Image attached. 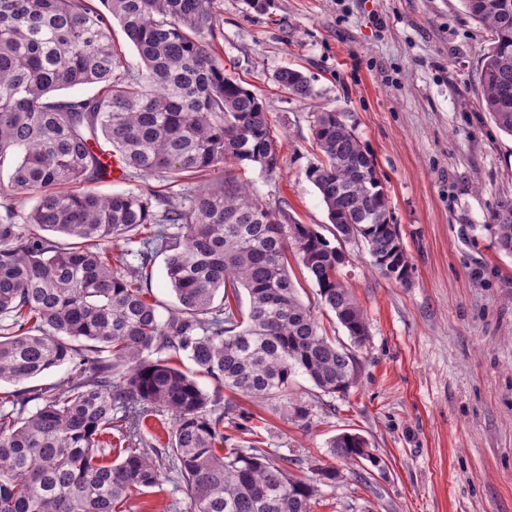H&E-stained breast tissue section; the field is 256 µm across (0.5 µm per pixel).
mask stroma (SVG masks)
<instances>
[{"label": "stroma", "mask_w": 512, "mask_h": 512, "mask_svg": "<svg viewBox=\"0 0 512 512\" xmlns=\"http://www.w3.org/2000/svg\"><path fill=\"white\" fill-rule=\"evenodd\" d=\"M217 16L214 47L275 126L280 169L228 162L210 179L232 175L327 233L306 177L319 156L312 114L346 113L413 264L405 285L373 268L363 243L344 244L341 278L368 318L356 383L331 396L296 376L293 393L311 406L303 424L225 394L237 405L225 435L247 440V415L263 416V448L302 478L332 463V437L367 438L379 466L362 478L341 466L313 512H512V255L486 227L512 195V136L481 105L490 31L462 0H274L266 14L218 0ZM285 66L311 78L314 99L278 88Z\"/></svg>", "instance_id": "obj_1"}]
</instances>
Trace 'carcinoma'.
I'll return each mask as SVG.
<instances>
[{"label":"carcinoma","mask_w":512,"mask_h":512,"mask_svg":"<svg viewBox=\"0 0 512 512\" xmlns=\"http://www.w3.org/2000/svg\"><path fill=\"white\" fill-rule=\"evenodd\" d=\"M93 2L0 0V166L13 159L10 187L37 194L22 222L9 206L0 214V382L74 368L52 385L0 394V512H133L134 498L172 472L188 512H311L340 471L320 466L298 478L288 457L254 439L224 447L233 411L224 390L280 403L305 422L308 405L290 396L296 375L325 395L356 382L357 356L323 332L288 264L300 258L319 305L351 345L364 346L363 309L338 276L340 243H365L371 265L402 284L413 272L374 158L345 113H313L322 158L306 175L331 240L263 206L231 176L189 186L228 160L267 176L279 169L277 133L258 96L205 37L217 0H100L104 11ZM462 2L492 32L484 108L512 136V0ZM114 21L141 69L125 66ZM274 80L313 96L298 70L281 68ZM89 84L100 85L90 97H54ZM106 154L126 179L166 174L181 192L86 188L105 177ZM488 228L512 255V196L494 202ZM159 253L177 299L165 318L144 287ZM184 358L194 369H182ZM151 419L170 425L163 448L145 438ZM328 447L347 465L377 463L358 433Z\"/></svg>","instance_id":"carcinoma-1"}]
</instances>
